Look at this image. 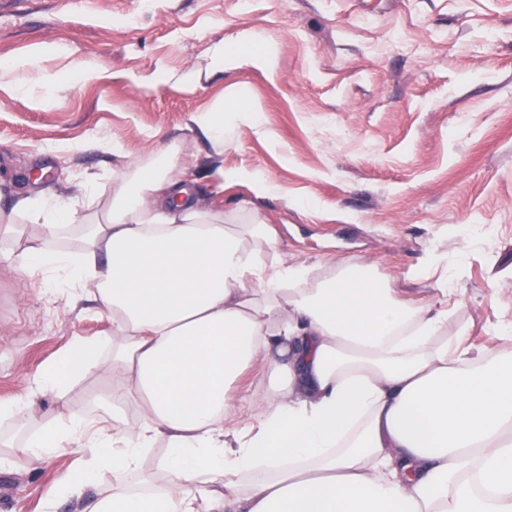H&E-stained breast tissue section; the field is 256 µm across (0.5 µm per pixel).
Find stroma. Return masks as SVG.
I'll use <instances>...</instances> for the list:
<instances>
[{"instance_id": "obj_1", "label": "stroma", "mask_w": 512, "mask_h": 512, "mask_svg": "<svg viewBox=\"0 0 512 512\" xmlns=\"http://www.w3.org/2000/svg\"><path fill=\"white\" fill-rule=\"evenodd\" d=\"M271 39L278 76L249 64L213 70L217 45ZM49 47L41 65L68 88L38 100L15 91L30 73H0V203L18 192L62 195L86 179L109 184L120 163L176 147L205 195L252 197L226 173L257 172L278 187L259 200L282 248L315 262L356 256L447 308L448 328L512 319V0H0V59ZM97 78L75 74L80 61ZM236 86L261 102L260 127L224 119V152L188 129L191 113ZM120 143L125 159L113 158ZM18 235H0V402L25 394L74 337L111 336L112 318L63 291L47 272L9 262ZM448 256L454 289L410 280L431 247ZM102 382L57 402L87 418ZM76 468L70 449L0 464V512H81L56 503Z\"/></svg>"}]
</instances>
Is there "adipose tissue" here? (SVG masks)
Instances as JSON below:
<instances>
[{
    "label": "adipose tissue",
    "instance_id": "1",
    "mask_svg": "<svg viewBox=\"0 0 512 512\" xmlns=\"http://www.w3.org/2000/svg\"><path fill=\"white\" fill-rule=\"evenodd\" d=\"M244 61L277 72L258 34L217 46L211 64ZM228 112L256 124L262 108L232 87L189 123L219 145ZM189 166L170 148L114 172L111 190L90 180L0 208L5 229L35 227L18 272H51L54 288L112 315L111 340L73 339L35 380L58 395L81 377L107 381L96 422L62 408L18 445L35 460L79 454L59 497L83 512H512V321L471 348V324L449 331L447 309L374 264L282 251L255 205L276 193L270 179L230 172L253 197L227 207L198 196ZM65 232L77 248L55 246ZM160 441L168 482L128 486ZM103 471L111 492L85 499Z\"/></svg>",
    "mask_w": 512,
    "mask_h": 512
}]
</instances>
